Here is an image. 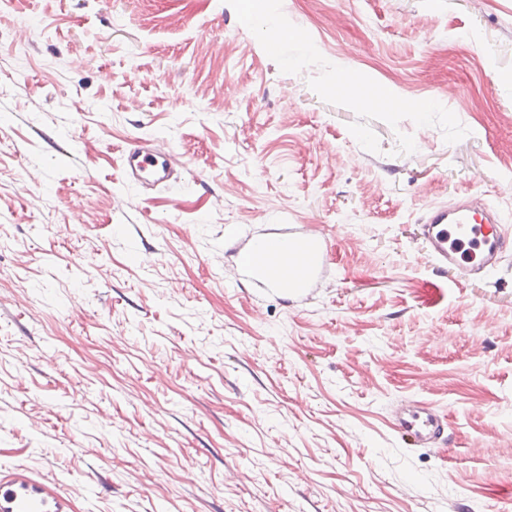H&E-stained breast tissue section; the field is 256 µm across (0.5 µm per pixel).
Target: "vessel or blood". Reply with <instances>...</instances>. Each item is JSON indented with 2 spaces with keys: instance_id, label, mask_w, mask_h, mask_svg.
Segmentation results:
<instances>
[{
  "instance_id": "vessel-or-blood-1",
  "label": "vessel or blood",
  "mask_w": 512,
  "mask_h": 512,
  "mask_svg": "<svg viewBox=\"0 0 512 512\" xmlns=\"http://www.w3.org/2000/svg\"><path fill=\"white\" fill-rule=\"evenodd\" d=\"M169 152L143 141L121 151L126 181L149 180L163 187L175 175ZM507 220L479 200L434 206L425 213L422 236L438 269L453 270L458 282L492 278L512 249ZM234 287L277 293L295 301L312 298L330 269L327 239L314 225L291 224L274 233L249 235L236 244ZM393 428L410 447L448 445V418L423 399H409L393 412ZM0 512H82L79 497L25 465L0 467Z\"/></svg>"
}]
</instances>
